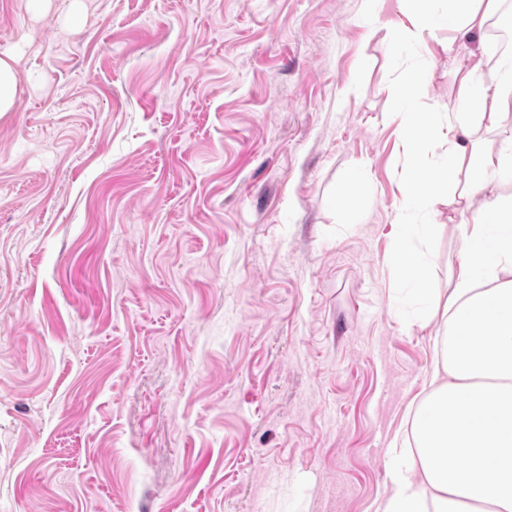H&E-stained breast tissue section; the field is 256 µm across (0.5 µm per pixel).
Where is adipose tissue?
<instances>
[{
  "mask_svg": "<svg viewBox=\"0 0 512 512\" xmlns=\"http://www.w3.org/2000/svg\"><path fill=\"white\" fill-rule=\"evenodd\" d=\"M399 3V36L423 44L441 27L452 42L482 28L501 0H447L442 14L432 0ZM481 55L498 80L485 84L474 67L461 73L447 121L411 107L426 91L425 71L410 72L391 92L392 109L403 119L409 202H420V190L431 185L422 149L438 140L448 145L447 177L467 172L469 195L487 201L480 215L459 224L465 258L442 297L428 269L409 264L419 229L397 227L390 260L428 317L444 327L409 432L393 451L396 487L382 512H512V198L487 195L498 175L512 169V138L489 151L476 137L480 128L512 125V53L488 44Z\"/></svg>",
  "mask_w": 512,
  "mask_h": 512,
  "instance_id": "1",
  "label": "adipose tissue"
}]
</instances>
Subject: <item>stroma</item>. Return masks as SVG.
Segmentation results:
<instances>
[{"label": "stroma", "mask_w": 512, "mask_h": 512, "mask_svg": "<svg viewBox=\"0 0 512 512\" xmlns=\"http://www.w3.org/2000/svg\"><path fill=\"white\" fill-rule=\"evenodd\" d=\"M397 0H0V512H376L435 356L458 183L403 209L390 90L444 112L488 28ZM357 223L344 221L346 210ZM402 16L397 35L426 44L428 37L443 26L448 29V54L455 49L456 39L475 29H481L485 22L495 15L501 0H448L446 12L442 15L432 9V0H398ZM19 73L14 56H0V115L14 109L18 96Z\"/></svg>", "instance_id": "1"}]
</instances>
